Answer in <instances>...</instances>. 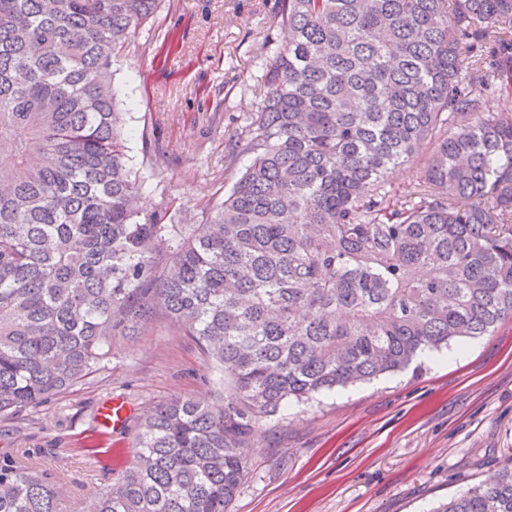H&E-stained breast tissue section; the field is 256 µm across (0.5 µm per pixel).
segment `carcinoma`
I'll return each mask as SVG.
<instances>
[{
  "label": "carcinoma",
  "instance_id": "carcinoma-1",
  "mask_svg": "<svg viewBox=\"0 0 512 512\" xmlns=\"http://www.w3.org/2000/svg\"><path fill=\"white\" fill-rule=\"evenodd\" d=\"M160 2L0 0V417L159 316L224 373L222 408L152 407L86 512H230L263 421L512 315V0H280L249 164L196 224L136 205L112 92ZM0 512H63L58 476L0 461ZM434 512H512V456Z\"/></svg>",
  "mask_w": 512,
  "mask_h": 512
}]
</instances>
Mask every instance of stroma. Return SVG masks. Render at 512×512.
Masks as SVG:
<instances>
[{
    "instance_id": "35a3bbf8",
    "label": "stroma",
    "mask_w": 512,
    "mask_h": 512,
    "mask_svg": "<svg viewBox=\"0 0 512 512\" xmlns=\"http://www.w3.org/2000/svg\"><path fill=\"white\" fill-rule=\"evenodd\" d=\"M279 0H162L113 67L127 154L142 202L199 220L240 177L229 137L261 100L263 46L285 43ZM174 37L166 47L164 34ZM223 387L193 340L166 318L137 341L115 337L104 369L50 403L0 419V458L59 472L64 512H83L132 461L135 427L160 401L219 403ZM119 398L122 430L100 434L97 413ZM111 449L112 468L86 455ZM512 453V317L494 332L430 351L404 371L290 403L263 422L232 512H432L489 480Z\"/></svg>"
}]
</instances>
